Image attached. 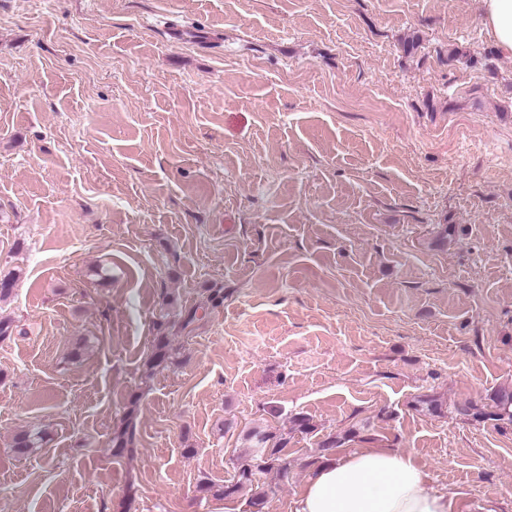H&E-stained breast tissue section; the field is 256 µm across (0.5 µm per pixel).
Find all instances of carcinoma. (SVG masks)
<instances>
[{
    "label": "carcinoma",
    "instance_id": "cac0c4a2",
    "mask_svg": "<svg viewBox=\"0 0 512 512\" xmlns=\"http://www.w3.org/2000/svg\"><path fill=\"white\" fill-rule=\"evenodd\" d=\"M492 409L488 410L475 403L465 405L458 412L468 416L475 422L502 421L512 422V392L501 390L492 396ZM244 440L252 448L248 457L239 464L234 478L223 486L217 488L209 481H203L199 490L203 493L211 491L226 498L236 495L243 487L253 484L258 475L266 474L272 470L283 477H288L290 462L284 453L286 442L274 440V435L260 427H254L246 432ZM41 437L37 434L22 433L15 437L12 451L19 457L33 454L38 447ZM136 445V422L134 412H129L122 426L112 438L114 455L120 456L132 452Z\"/></svg>",
    "mask_w": 512,
    "mask_h": 512
}]
</instances>
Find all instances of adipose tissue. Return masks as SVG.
Returning a JSON list of instances; mask_svg holds the SVG:
<instances>
[{"label": "adipose tissue", "mask_w": 512, "mask_h": 512, "mask_svg": "<svg viewBox=\"0 0 512 512\" xmlns=\"http://www.w3.org/2000/svg\"><path fill=\"white\" fill-rule=\"evenodd\" d=\"M483 23L501 52L512 55V0H483ZM452 500L432 485L409 454L365 448L319 465L295 512H451Z\"/></svg>", "instance_id": "ef3b65f1"}]
</instances>
